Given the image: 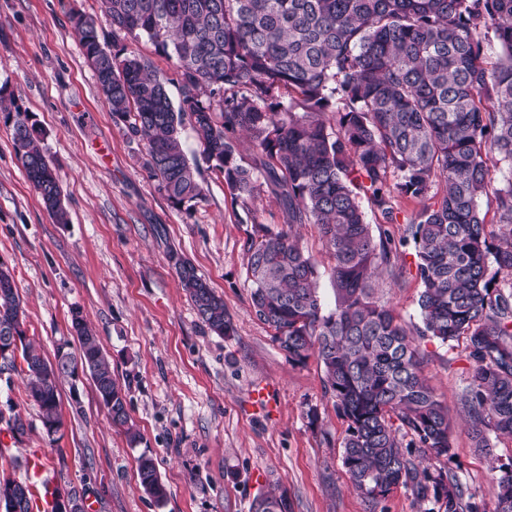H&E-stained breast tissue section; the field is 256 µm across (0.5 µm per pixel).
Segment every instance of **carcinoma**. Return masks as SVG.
<instances>
[{
	"label": "carcinoma",
	"instance_id": "obj_1",
	"mask_svg": "<svg viewBox=\"0 0 512 512\" xmlns=\"http://www.w3.org/2000/svg\"><path fill=\"white\" fill-rule=\"evenodd\" d=\"M112 48L96 21L74 13L79 47L94 70L113 121L146 142L145 169L177 206L202 199L200 172L180 138L189 124L209 168L232 194L262 188L288 211L273 231L248 234L247 282L256 318L274 331L288 359L316 356L325 394L347 422L343 463L355 489L373 500L412 487L439 512H479L462 504L448 471V411L425 374L416 339L464 340L470 380L462 395L474 446L489 435L512 438V177L498 183L488 159L512 168V0H101ZM499 47L487 61L488 34ZM147 38L172 61L182 99L173 106L165 81L127 41ZM15 156L58 223L67 222L56 167L20 106H3ZM333 114L334 121L326 119ZM256 151L237 160L231 134ZM490 198L498 232L479 209ZM423 202L396 237L373 232L362 202L382 223H397L396 202ZM317 227L332 261L335 305L319 295L315 258L295 226ZM410 248L420 323L407 326L374 296L383 270ZM169 260L204 325L219 336L231 319L206 279L182 255ZM25 309L0 265V343L23 327ZM77 351L60 346L49 361L18 332L0 352V371L22 359L27 397L47 436L62 425L58 381L76 365L93 379L112 424L130 444L127 393L112 375L98 336L82 312L71 313ZM437 463L419 468L416 449ZM144 491L156 503L168 491L153 457L137 459ZM4 512H32L29 485L0 478ZM252 512H291L287 491L257 496ZM495 512H512V468L499 477Z\"/></svg>",
	"mask_w": 512,
	"mask_h": 512
}]
</instances>
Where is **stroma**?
<instances>
[{"mask_svg":"<svg viewBox=\"0 0 512 512\" xmlns=\"http://www.w3.org/2000/svg\"><path fill=\"white\" fill-rule=\"evenodd\" d=\"M75 11L101 18V2L0 0V85L41 129L69 213L59 224L45 210L0 120V262L17 285L27 335L46 358L72 340L71 311L81 310L127 391L141 441L130 446L113 426L88 376L60 381L64 429L48 438L26 398V375L9 370L0 373V475L24 480L28 459L44 453L59 491H76L86 512H251L271 485L287 490L292 512H437L408 487L378 501L353 488L343 466L347 424L324 393L317 359L289 361L256 318L244 242L254 222L281 228L283 206L266 192L233 197L188 125L180 138L203 198L171 203L144 167V141L113 121L81 53ZM173 250L223 297L233 335L202 324L168 261ZM398 264L402 278L381 274L375 297L415 323V258L404 253ZM420 350L455 425L448 468L481 512H493L512 439L491 438L482 450L460 427L470 373L463 343L425 339ZM260 388L263 404L254 397ZM14 411L27 424L17 439L3 422ZM144 453L167 487L165 504L139 483Z\"/></svg>","mask_w":512,"mask_h":512,"instance_id":"1","label":"stroma"}]
</instances>
